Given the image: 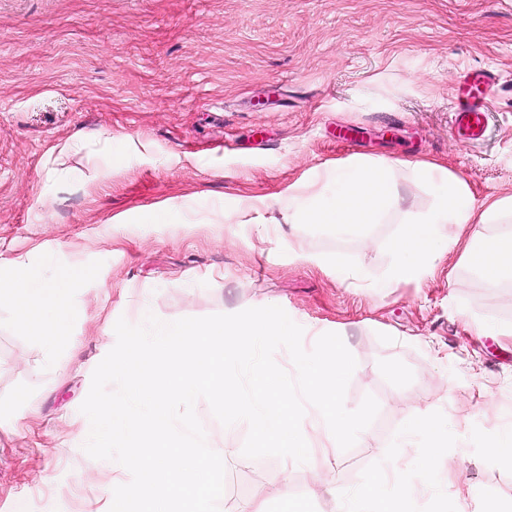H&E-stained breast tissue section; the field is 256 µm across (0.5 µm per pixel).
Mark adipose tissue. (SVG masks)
Returning <instances> with one entry per match:
<instances>
[{
	"label": "adipose tissue",
	"mask_w": 512,
	"mask_h": 512,
	"mask_svg": "<svg viewBox=\"0 0 512 512\" xmlns=\"http://www.w3.org/2000/svg\"><path fill=\"white\" fill-rule=\"evenodd\" d=\"M414 178L435 186L438 192L430 210L410 214L401 232L390 242L392 261L382 275L383 283L403 278L420 279L431 274L442 254L462 250L470 269L488 283L512 274V195L477 199L467 183L442 165L412 163ZM397 168L386 160L357 158L345 164L328 165L303 182L270 196H242L232 207L213 214L216 222L237 224H327L361 228L380 223L393 208H402L406 198L395 179ZM449 234H441L442 225ZM470 224H494L497 232L487 239L462 242L461 233ZM88 273L79 268L61 271L53 280L30 275L24 259H16L12 274L0 278V302L13 309L17 328L42 337L47 347L70 328L71 292L82 285ZM444 429L427 412L407 417L399 427L401 441L425 434L428 452L419 463L421 473L436 469L444 453L440 438ZM418 488L402 467L377 470L366 491L348 502L346 512H414Z\"/></svg>",
	"instance_id": "1"
}]
</instances>
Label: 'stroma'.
Here are the masks:
<instances>
[{
	"label": "stroma",
	"mask_w": 512,
	"mask_h": 512,
	"mask_svg": "<svg viewBox=\"0 0 512 512\" xmlns=\"http://www.w3.org/2000/svg\"><path fill=\"white\" fill-rule=\"evenodd\" d=\"M474 70L495 77L477 142L449 131ZM74 138L85 150L61 153ZM107 144L121 162L103 181L94 155ZM352 157L436 162L477 198L512 194V0H0V277L21 255L41 279L90 274L54 348L0 304V512H109L110 486L129 480L86 454L80 411L118 319L269 305L307 350L346 329L357 366L345 406L370 394L379 412L330 462L308 430L299 464L244 457L247 424L223 426L198 400L225 464L222 512H282L285 485L310 512H336L379 468L418 475L426 438L398 437L417 408L444 425L452 467L477 492L459 498L442 466L417 512H512V464L483 453L512 428V278L487 283L456 251L420 281L343 282L340 263L383 274L396 212L360 232L131 221L162 204L209 214Z\"/></svg>",
	"instance_id": "stroma-1"
}]
</instances>
